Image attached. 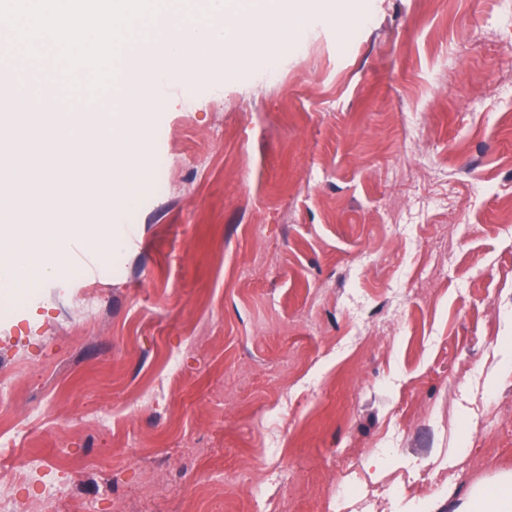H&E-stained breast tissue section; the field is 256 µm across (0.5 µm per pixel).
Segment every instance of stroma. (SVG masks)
<instances>
[{
  "mask_svg": "<svg viewBox=\"0 0 512 512\" xmlns=\"http://www.w3.org/2000/svg\"><path fill=\"white\" fill-rule=\"evenodd\" d=\"M181 93L122 251L0 306V497L448 512L512 470V0H366Z\"/></svg>",
  "mask_w": 512,
  "mask_h": 512,
  "instance_id": "stroma-1",
  "label": "stroma"
}]
</instances>
